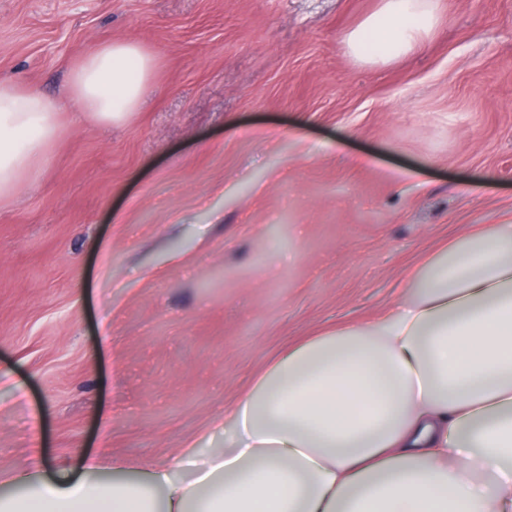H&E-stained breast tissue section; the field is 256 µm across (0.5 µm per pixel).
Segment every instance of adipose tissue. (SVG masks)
<instances>
[{"mask_svg": "<svg viewBox=\"0 0 512 512\" xmlns=\"http://www.w3.org/2000/svg\"><path fill=\"white\" fill-rule=\"evenodd\" d=\"M437 0H383L341 43L386 64L420 46ZM153 61L106 42L69 69L101 123L136 105ZM63 104L0 82V203L60 132ZM229 448L129 478L99 452L74 472L8 473L0 512H512V221L428 258L382 315L283 353L224 417Z\"/></svg>", "mask_w": 512, "mask_h": 512, "instance_id": "ef3b65f1", "label": "adipose tissue"}]
</instances>
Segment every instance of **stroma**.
Listing matches in <instances>:
<instances>
[{
	"mask_svg": "<svg viewBox=\"0 0 512 512\" xmlns=\"http://www.w3.org/2000/svg\"><path fill=\"white\" fill-rule=\"evenodd\" d=\"M380 4L0 0V81L62 100L103 42L154 60L121 123L66 106L0 206V473L223 447L285 350L512 219V0H439L422 47L362 65L340 37Z\"/></svg>",
	"mask_w": 512,
	"mask_h": 512,
	"instance_id": "stroma-1",
	"label": "stroma"
}]
</instances>
